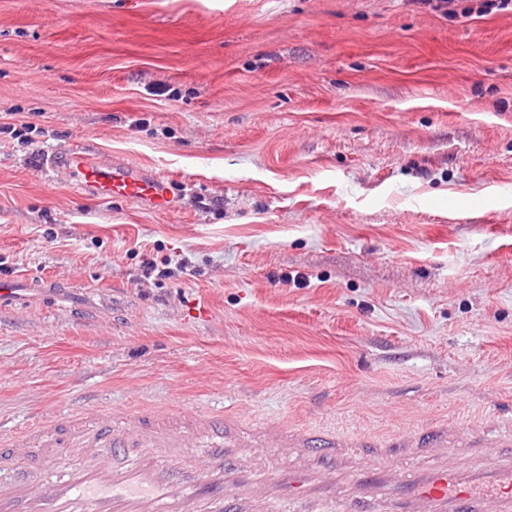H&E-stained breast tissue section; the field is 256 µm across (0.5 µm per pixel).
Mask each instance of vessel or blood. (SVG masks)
I'll list each match as a JSON object with an SVG mask.
<instances>
[{
    "instance_id": "vessel-or-blood-1",
    "label": "vessel or blood",
    "mask_w": 512,
    "mask_h": 512,
    "mask_svg": "<svg viewBox=\"0 0 512 512\" xmlns=\"http://www.w3.org/2000/svg\"><path fill=\"white\" fill-rule=\"evenodd\" d=\"M41 165L102 201H141L161 216L173 209L167 180L94 150H59ZM122 419L116 428L81 415L51 416L0 440V512H239L237 490L260 484L272 488L266 512H295L298 502L327 495L344 449L368 458L349 474L344 512H374L376 491L387 512H512V460L490 471L462 460L442 464L436 451L448 442L444 425L382 440L272 425L268 449H307L315 467L263 476L225 456L230 423L223 415L198 411L170 431L156 410L130 407ZM402 455L423 464L401 475Z\"/></svg>"
}]
</instances>
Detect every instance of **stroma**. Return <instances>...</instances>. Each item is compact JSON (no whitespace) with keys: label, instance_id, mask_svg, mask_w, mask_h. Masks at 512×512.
Returning <instances> with one entry per match:
<instances>
[{"label":"stroma","instance_id":"1","mask_svg":"<svg viewBox=\"0 0 512 512\" xmlns=\"http://www.w3.org/2000/svg\"><path fill=\"white\" fill-rule=\"evenodd\" d=\"M0 0V426L133 404L380 437L512 426V12ZM92 147L176 209L45 172ZM483 201V211L473 202ZM165 277H143L146 262Z\"/></svg>","mask_w":512,"mask_h":512}]
</instances>
